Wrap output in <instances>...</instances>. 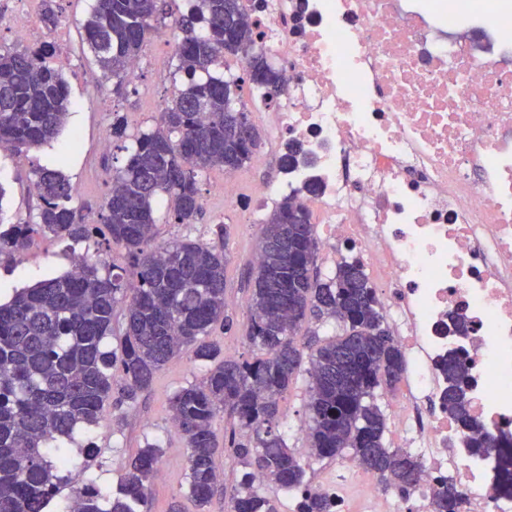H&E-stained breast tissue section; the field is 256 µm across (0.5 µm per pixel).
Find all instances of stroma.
Here are the masks:
<instances>
[{
	"instance_id": "1",
	"label": "stroma",
	"mask_w": 512,
	"mask_h": 512,
	"mask_svg": "<svg viewBox=\"0 0 512 512\" xmlns=\"http://www.w3.org/2000/svg\"><path fill=\"white\" fill-rule=\"evenodd\" d=\"M92 0H30L29 13L35 29L53 30V55L49 62L60 68L68 83L71 106L66 123L53 141L22 153L0 151V220L7 224H31L36 220L40 200L33 188L34 173L42 167L59 169L77 189L73 201L76 220L81 224L100 223L112 183L113 168L123 166L128 152L123 142L111 135L113 115L124 117L129 133L154 129L160 114L170 105L180 81L176 71L174 21L186 10L185 0H165L161 32L151 39L139 57L140 67L123 85L105 79L87 45L82 40L83 23ZM53 9L57 22L47 27L45 9ZM224 172L213 168L199 177L202 214L193 224L174 220L167 197L157 198L156 244L190 238L202 244L212 241L215 225H224L226 267V311L233 320L231 330L212 334L228 358L249 357L253 349L246 339L247 309L251 288L247 275L254 265L261 225L270 211L262 205L244 214L235 203L224 202L213 188ZM100 259L104 265L126 266L123 251L108 249L96 240L78 243L67 238L33 235L28 247L12 255H0V300L9 301L16 289L61 275L72 267L75 255ZM203 367L191 352L172 359L154 377L151 388L135 401H110L103 419L95 426L79 429L74 445L78 452L69 465L71 482L55 498L65 505L81 485L80 473L92 475L103 493L115 491L125 472L128 458L145 443L159 444L163 454L158 474L150 489L151 512H198L188 497L185 481L186 450L169 419V399L187 383L201 379ZM309 386L307 373H299L280 402V429L304 465L310 484H317L325 472L335 469L332 460H316L307 453L308 428L305 401ZM92 445L93 455L82 454Z\"/></svg>"
}]
</instances>
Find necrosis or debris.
Returning a JSON list of instances; mask_svg holds the SVG:
<instances>
[{
	"label": "necrosis or debris",
	"mask_w": 512,
	"mask_h": 512,
	"mask_svg": "<svg viewBox=\"0 0 512 512\" xmlns=\"http://www.w3.org/2000/svg\"><path fill=\"white\" fill-rule=\"evenodd\" d=\"M248 20L283 77L256 109L275 145L300 148L250 197L317 185L301 202L323 245L358 248L379 280L407 359L398 445L423 464L405 512H427L449 478L461 512H512V0H250ZM456 316L465 334L450 332ZM453 350L489 447H470L448 413ZM322 487L342 512L399 501L351 459Z\"/></svg>",
	"instance_id": "4bbe7bcc"
}]
</instances>
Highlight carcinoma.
I'll use <instances>...</instances> for the list:
<instances>
[{"mask_svg":"<svg viewBox=\"0 0 512 512\" xmlns=\"http://www.w3.org/2000/svg\"><path fill=\"white\" fill-rule=\"evenodd\" d=\"M158 0H94L83 24L84 41L104 73L131 74L152 24ZM243 0H188L175 20L177 71L184 81L151 131L127 134L112 119V137L133 139L125 164L112 170V187L98 232L107 246L125 251L130 272L101 274L86 257L74 269L21 288L0 304V512H46L67 475L70 449L59 440L97 424L112 397V366L121 365L118 393L127 400L148 390L155 374L190 347L209 364L199 382L169 400L170 419L187 448L188 497L207 507L218 487L219 446L213 430L223 414L233 422L224 446L243 468L232 512H279L261 493L256 475L297 498L296 512H335V502L312 488L294 449L279 431L280 400L300 373L296 336L310 316L332 319L340 332L308 344L306 435L309 456L345 454L393 481L401 492L419 481L421 461L386 441L387 422L376 402L380 389L402 380L406 358L381 312L376 290L360 261L338 263L323 281L317 272L318 238L307 208L292 197L275 204L264 222L259 262L250 272V345L255 359H227L210 340L231 327L226 314L224 225L219 245L181 239L155 246L153 202L169 197L175 220L193 224L202 211L198 174L226 164L239 169L253 156L239 113L229 111L224 55L246 60L262 77L266 99L277 95L281 74L246 41ZM50 46L0 52V149L19 151L56 137L71 106L60 69L47 63ZM42 201L34 224L0 228V254L25 248L31 236L73 240L91 235L75 223L76 188L53 169L36 171ZM124 319L120 353L105 350L117 315ZM448 374V414L486 447L484 426L472 415L464 363L454 352ZM161 448L148 443L132 457L119 487L105 495L92 477L71 498L67 512H151L149 489ZM460 494L446 481L431 512H458Z\"/></svg>","mask_w":512,"mask_h":512,"instance_id":"carcinoma-1","label":"carcinoma"}]
</instances>
